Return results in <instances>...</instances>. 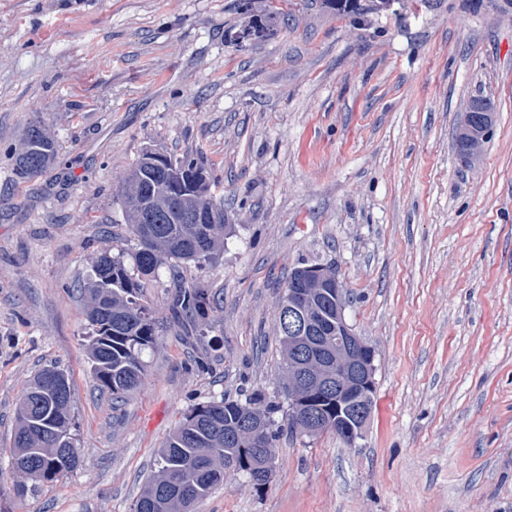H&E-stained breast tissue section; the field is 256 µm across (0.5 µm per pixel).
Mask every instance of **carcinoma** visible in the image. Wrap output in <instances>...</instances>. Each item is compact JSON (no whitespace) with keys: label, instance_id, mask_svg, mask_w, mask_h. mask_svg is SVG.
<instances>
[{"label":"carcinoma","instance_id":"cac0c4a2","mask_svg":"<svg viewBox=\"0 0 512 512\" xmlns=\"http://www.w3.org/2000/svg\"><path fill=\"white\" fill-rule=\"evenodd\" d=\"M338 13L357 15L360 0H324ZM58 145L39 121L23 133L15 153V175L33 179L51 167ZM120 190L132 193L124 200L126 228L137 239L134 266L107 252L93 253L94 276L80 289L87 303L90 326L87 351L99 391L117 401L137 391L147 373L145 356L159 346L153 309L143 298L142 278L155 273L163 260L188 264L210 259L224 246V208L208 194L205 169L186 155L172 160L145 153ZM199 212V224H181V210ZM153 212L156 224L135 223V213ZM170 306L173 319L205 337L215 294L200 285L174 282ZM48 376L63 380L61 391L45 390ZM245 399L221 398L194 405L158 450L159 469L145 483L134 512H194V506L224 482L228 473H241L264 486L263 473L283 431L295 434L290 417L277 423L278 403L260 390L241 388ZM72 399L67 373L55 366L40 369L18 402L14 414L13 448L9 471L32 476L14 484L22 496L54 482L79 464L71 434Z\"/></svg>","mask_w":512,"mask_h":512}]
</instances>
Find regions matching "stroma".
<instances>
[{
	"label": "stroma",
	"mask_w": 512,
	"mask_h": 512,
	"mask_svg": "<svg viewBox=\"0 0 512 512\" xmlns=\"http://www.w3.org/2000/svg\"><path fill=\"white\" fill-rule=\"evenodd\" d=\"M284 11L242 47L236 0H0V460L51 363L80 456L0 512H133L192 406L244 385L284 401L276 316L304 262L338 272L376 351L367 429L351 448L281 436L269 483L227 476L196 512H512V9L403 0L361 25L323 0ZM477 97L494 125L467 161L455 135ZM34 121L59 155L20 183L11 151ZM147 152L203 158L224 248L178 272L217 307L187 339L162 264L143 290L161 344L115 403L77 288L92 252L135 250L115 198Z\"/></svg>",
	"instance_id": "35a3bbf8"
}]
</instances>
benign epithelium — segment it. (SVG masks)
Returning a JSON list of instances; mask_svg holds the SVG:
<instances>
[{
	"label": "benign epithelium",
	"mask_w": 512,
	"mask_h": 512,
	"mask_svg": "<svg viewBox=\"0 0 512 512\" xmlns=\"http://www.w3.org/2000/svg\"><path fill=\"white\" fill-rule=\"evenodd\" d=\"M492 114L483 113L480 132L470 135L467 154L486 142ZM325 299L336 310V321L326 327L318 316ZM345 288L339 277L321 266L296 268L280 306L284 334L294 351L288 358L286 390L296 403L295 427L314 435L336 425L350 441L362 436L369 419L371 392L375 389V348L348 324L344 315ZM336 396L335 422L323 420L317 408Z\"/></svg>",
	"instance_id": "1"
}]
</instances>
